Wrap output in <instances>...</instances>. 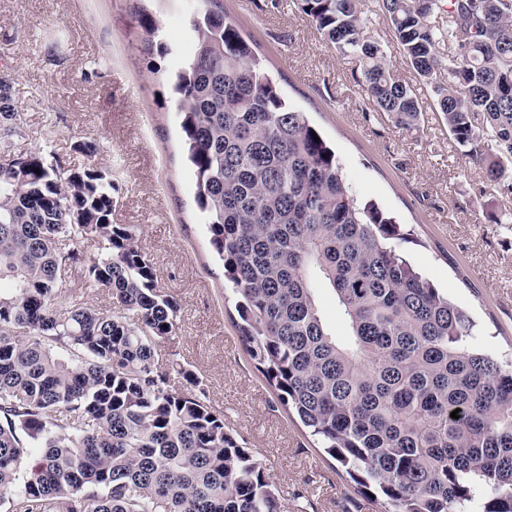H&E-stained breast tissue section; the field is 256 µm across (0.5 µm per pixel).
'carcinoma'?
Here are the masks:
<instances>
[{
	"label": "carcinoma",
	"mask_w": 512,
	"mask_h": 512,
	"mask_svg": "<svg viewBox=\"0 0 512 512\" xmlns=\"http://www.w3.org/2000/svg\"><path fill=\"white\" fill-rule=\"evenodd\" d=\"M202 2L174 90L248 355L385 512H512V367L473 347L468 313L390 244L399 225L351 195L333 149L226 23L224 0ZM296 2L354 61L375 109L416 127L418 97L366 32L362 0ZM499 3L379 8L450 135L512 194V11ZM21 131L13 99L0 98V139ZM25 157L0 158V512H282L279 488L200 378L155 363L179 303L136 231L112 223V172ZM318 282L335 293L341 338L319 314ZM89 288L111 293L119 312L79 304ZM173 372L186 390L171 386Z\"/></svg>",
	"instance_id": "carcinoma-1"
}]
</instances>
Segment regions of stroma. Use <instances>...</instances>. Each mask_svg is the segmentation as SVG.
Here are the masks:
<instances>
[{
    "label": "stroma",
    "mask_w": 512,
    "mask_h": 512,
    "mask_svg": "<svg viewBox=\"0 0 512 512\" xmlns=\"http://www.w3.org/2000/svg\"><path fill=\"white\" fill-rule=\"evenodd\" d=\"M194 0H0V79L13 85L22 133L0 155L40 150L64 166L87 164L77 143L116 185L112 221L133 226L158 281L179 303L175 334L159 342L163 367L194 370L224 424L264 463L284 512H383L357 494L345 469L284 410L255 368L237 328V298L196 201L195 175L175 108L172 76L195 40ZM224 12L335 150L352 194L394 217L397 247L414 269L475 324L474 346L512 361V197L448 134L436 94L399 52L390 69L416 93V129L394 124L367 100L354 65L317 34L295 0H224ZM156 19L147 33L139 14Z\"/></svg>",
    "instance_id": "1"
}]
</instances>
